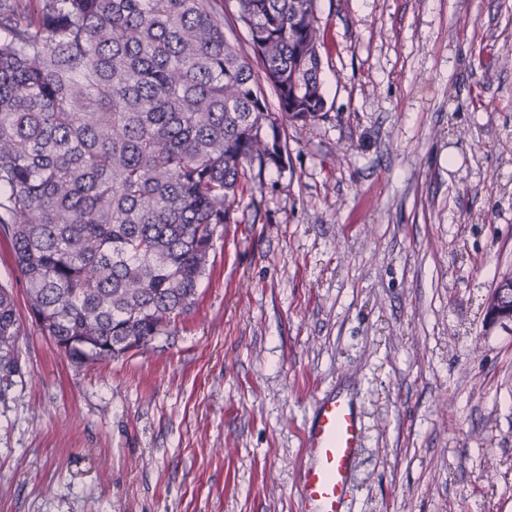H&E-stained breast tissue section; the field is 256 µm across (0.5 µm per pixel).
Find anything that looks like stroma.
I'll return each instance as SVG.
<instances>
[{"instance_id": "35a3bbf8", "label": "stroma", "mask_w": 512, "mask_h": 512, "mask_svg": "<svg viewBox=\"0 0 512 512\" xmlns=\"http://www.w3.org/2000/svg\"><path fill=\"white\" fill-rule=\"evenodd\" d=\"M327 115L246 183L196 305L78 365L26 324L0 512H301L315 402L364 437L345 512H512V0H317ZM512 274L502 277L495 288H491L481 303V315L484 324L493 327L498 324L512 323Z\"/></svg>"}]
</instances>
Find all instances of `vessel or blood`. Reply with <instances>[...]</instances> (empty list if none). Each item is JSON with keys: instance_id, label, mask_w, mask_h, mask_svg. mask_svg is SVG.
Here are the masks:
<instances>
[{"instance_id": "1", "label": "vessel or blood", "mask_w": 512, "mask_h": 512, "mask_svg": "<svg viewBox=\"0 0 512 512\" xmlns=\"http://www.w3.org/2000/svg\"><path fill=\"white\" fill-rule=\"evenodd\" d=\"M362 440L363 425L351 398L335 395L318 404L304 434L302 512H343L351 465Z\"/></svg>"}]
</instances>
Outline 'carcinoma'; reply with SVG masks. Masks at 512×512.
<instances>
[{
	"label": "carcinoma",
	"mask_w": 512,
	"mask_h": 512,
	"mask_svg": "<svg viewBox=\"0 0 512 512\" xmlns=\"http://www.w3.org/2000/svg\"><path fill=\"white\" fill-rule=\"evenodd\" d=\"M236 4L248 51L224 0H0V239L75 363L189 314L237 196L282 164V126L325 116L316 0ZM22 327L0 285V381ZM224 35L226 38L235 45L247 48L248 32L236 18L235 1L230 0L227 4V10L224 6Z\"/></svg>",
	"instance_id": "carcinoma-1"
}]
</instances>
